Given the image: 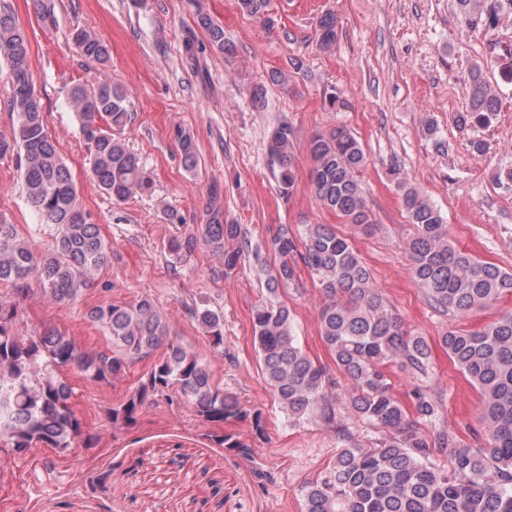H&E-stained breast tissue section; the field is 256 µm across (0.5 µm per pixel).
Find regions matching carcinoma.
<instances>
[{"label":"carcinoma","instance_id":"obj_1","mask_svg":"<svg viewBox=\"0 0 512 512\" xmlns=\"http://www.w3.org/2000/svg\"><path fill=\"white\" fill-rule=\"evenodd\" d=\"M497 2L460 0L469 9L466 20L472 25L494 19ZM200 23L213 48L232 52L222 26L207 17ZM336 38V19L320 18V49H331ZM72 41L85 58L100 64L108 61L107 46L91 31L75 29ZM0 62L9 71V107L17 114L12 130L0 133V159L13 155L19 159L28 202L54 231L51 247L38 251L33 246L35 230L23 233L1 215L0 284L23 296L36 281L48 303L66 306L93 284L111 247L80 205L77 184L47 131L41 92L31 71L30 37L5 4H0ZM70 100L99 188L117 204L149 194L151 173L120 138L131 122L123 91L104 79L91 91L73 86ZM470 106L461 120L486 123L498 111L491 87L477 72L472 75ZM174 139L183 166L194 171L199 158L193 137L178 127ZM293 148V127L279 123L269 152L279 165V183L287 195L295 186ZM310 153L309 182L316 198L344 223L371 232L374 222L359 180L367 157L359 140L338 127L316 136ZM398 190L406 221L414 229L406 245L411 273L431 306L464 318L512 295V272L456 247L440 212L415 187L400 180ZM223 193L222 185L212 182L208 220L200 225L198 235L168 242V251L183 258L202 241L221 258L217 272L221 277L241 265L250 243L242 225L224 223ZM272 247L279 263L265 280L267 291L273 294L295 281L301 264L316 277L324 296L321 337L353 389L352 411L384 432L375 448L341 449L330 475L305 487L303 512H512V312L476 330H450L442 337L449 358L481 397L485 444L470 448L449 431L436 428L440 399L428 383L430 345L406 328L349 239L327 224H309L300 235L283 225ZM16 313L15 303L0 301L1 448L22 454L39 447H73L83 438V427L70 407L72 388L59 372L76 368L109 383L162 346L164 356L127 400L112 409V423H135L146 400L172 390L192 405L199 418L217 428L246 417L237 399L213 384L202 359L170 337L165 316L148 297L134 305L89 309L88 320L112 337V348L96 353L81 350L56 328L19 336L12 328ZM193 319L210 337L213 349L224 352V313L207 306L195 309ZM252 329L263 375L288 421L295 426L313 417L336 421L335 408L327 401L329 379L299 344L288 307L272 302L257 306ZM393 362L421 381L411 397L417 416L436 429L432 444L391 392L384 367ZM213 440L239 455L249 454L232 433L216 432ZM435 451L448 455L451 470L429 460Z\"/></svg>","mask_w":512,"mask_h":512}]
</instances>
